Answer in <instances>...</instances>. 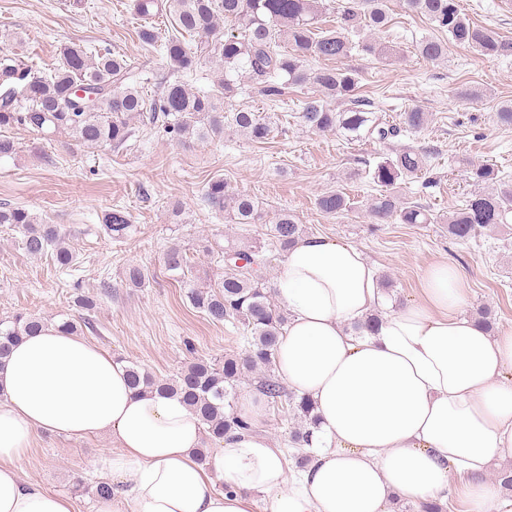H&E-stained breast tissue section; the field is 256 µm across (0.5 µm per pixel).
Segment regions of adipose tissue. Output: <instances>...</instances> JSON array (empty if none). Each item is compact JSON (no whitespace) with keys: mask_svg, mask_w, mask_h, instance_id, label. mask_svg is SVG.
I'll use <instances>...</instances> for the list:
<instances>
[{"mask_svg":"<svg viewBox=\"0 0 512 512\" xmlns=\"http://www.w3.org/2000/svg\"><path fill=\"white\" fill-rule=\"evenodd\" d=\"M274 288L289 314L276 372L318 417L302 469L289 473L262 430L259 390L238 404L251 429L200 461L204 429L179 396L131 388L125 363L49 327L0 361V512H74L22 475L42 431L111 437L116 491L93 512H394L400 501L445 503L456 480L466 512H512L488 478L512 455V325L492 333L464 315L459 267L431 264L418 298L387 310L357 246L304 236ZM374 314L375 330L356 333Z\"/></svg>","mask_w":512,"mask_h":512,"instance_id":"ef3b65f1","label":"adipose tissue"}]
</instances>
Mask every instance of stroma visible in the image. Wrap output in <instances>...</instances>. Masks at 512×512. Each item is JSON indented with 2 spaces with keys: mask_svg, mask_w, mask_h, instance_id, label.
Instances as JSON below:
<instances>
[{
  "mask_svg": "<svg viewBox=\"0 0 512 512\" xmlns=\"http://www.w3.org/2000/svg\"><path fill=\"white\" fill-rule=\"evenodd\" d=\"M468 17L512 40V0H459ZM72 9L67 0H0V32L22 33L15 51L33 67L55 66L61 45L108 47L128 57L147 93L159 90L166 75L158 47L137 37L141 24L133 0H83ZM391 21L376 32L396 56L379 59L359 52L338 60V68L355 70L369 97L383 100L380 121L396 124L404 110L427 112L430 121L420 132L380 142L346 140L336 132H318L298 118L308 88H293L288 103L270 109L260 97L237 93L225 108L273 113L274 130L256 143L232 129L207 142H179L155 129L136 132L123 149L69 146L68 135L47 141L31 131L12 128L13 156L0 159V205L26 208L51 224L62 225L78 265L60 272L50 257L34 258L18 244L20 235L0 227V318L19 312L47 318L78 314L76 294L94 295L93 329L84 338L115 359L137 363L161 377L176 373L190 356L221 360L241 351L242 327L212 324L194 309L186 293L220 279L224 265L202 250L204 239L226 248L261 249L264 274L274 280L285 256L275 247L269 223L288 211L305 234L327 236L358 246L390 287L384 297L398 306L416 297L423 270L438 261L461 266L469 283L466 315L480 306L494 314L495 327L512 324V223L481 230L467 243L448 236L445 216L461 208L476 190L469 177L473 164H491L512 181V126L501 125L497 109L512 100V55L487 57L449 45L446 58L432 63L415 49L419 38L434 35L425 17L389 0ZM467 86L471 99H460L457 87ZM407 146L431 150L424 178L402 182L403 198L422 203L437 216L434 224L373 223L369 205L378 190L367 165ZM220 176L233 190L254 199L266 213L264 224H232L215 217L201 196L209 180ZM432 187H423V180ZM331 190L346 193L350 211L328 216L316 207L318 196ZM124 210L131 228L116 241L101 224L102 215ZM180 245L193 265L189 279L176 280L167 271L164 254ZM140 266L141 288L128 287L127 267ZM111 294H102L101 280ZM80 290H73V281ZM194 353H187L185 341ZM112 441L105 436L84 439L42 432L23 462L25 478L71 497L75 512H92L93 499L74 491L76 479L105 480L100 461Z\"/></svg>",
  "mask_w": 512,
  "mask_h": 512,
  "instance_id": "stroma-1",
  "label": "stroma"
}]
</instances>
